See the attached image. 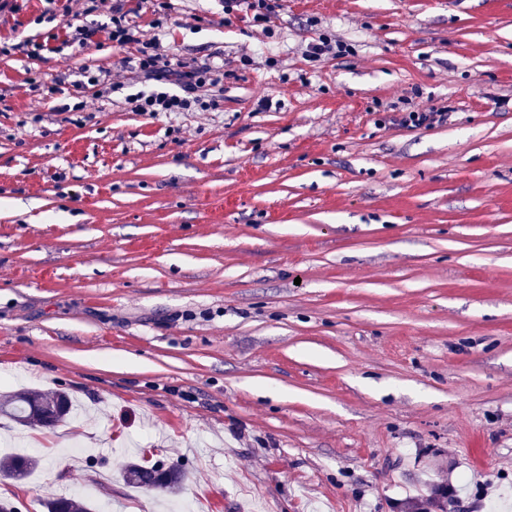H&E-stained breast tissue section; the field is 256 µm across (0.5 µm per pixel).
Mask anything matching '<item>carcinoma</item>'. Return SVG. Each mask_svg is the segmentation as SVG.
Masks as SVG:
<instances>
[{
  "label": "carcinoma",
  "instance_id": "obj_1",
  "mask_svg": "<svg viewBox=\"0 0 512 512\" xmlns=\"http://www.w3.org/2000/svg\"><path fill=\"white\" fill-rule=\"evenodd\" d=\"M73 414V403L62 389L48 391L18 390L0 399V416L21 427L53 429L55 421H66ZM42 465V457L29 453H12L0 459V478L22 481ZM123 482L132 488L156 489L176 495L185 480L178 464H147L131 460L122 471ZM46 512H93V507L75 495H61L44 503ZM414 512H448V494H438L414 509Z\"/></svg>",
  "mask_w": 512,
  "mask_h": 512
}]
</instances>
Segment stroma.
Masks as SVG:
<instances>
[{"mask_svg": "<svg viewBox=\"0 0 512 512\" xmlns=\"http://www.w3.org/2000/svg\"><path fill=\"white\" fill-rule=\"evenodd\" d=\"M47 7L0 13V40L84 4ZM126 8L223 67L218 105L133 111L136 51L102 32L0 56V396L85 409L0 419V456L44 459L0 502L406 512L451 486L449 512H512V0H282L266 27L174 0L158 33L151 0ZM322 34L352 55L309 57ZM142 450L184 468L178 495L123 483ZM406 115L399 119L401 125L406 127L420 128L431 127L434 124L442 123L448 119L445 111L430 110L428 112H406ZM72 414L71 397L62 389L18 390L0 399V416L21 427L54 429Z\"/></svg>", "mask_w": 512, "mask_h": 512, "instance_id": "stroma-1", "label": "stroma"}]
</instances>
